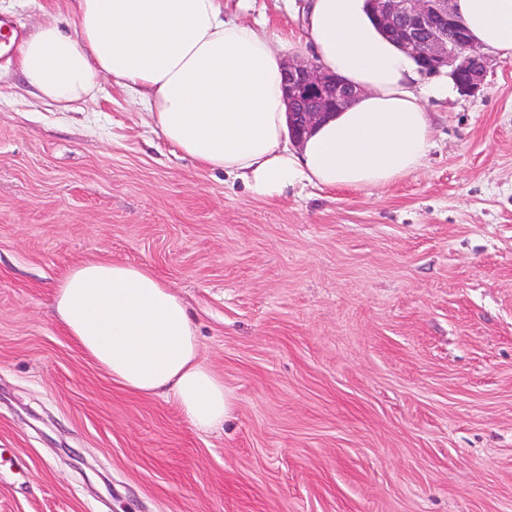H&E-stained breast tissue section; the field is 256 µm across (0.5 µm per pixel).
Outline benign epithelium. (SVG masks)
Segmentation results:
<instances>
[{
  "instance_id": "obj_1",
  "label": "benign epithelium",
  "mask_w": 512,
  "mask_h": 512,
  "mask_svg": "<svg viewBox=\"0 0 512 512\" xmlns=\"http://www.w3.org/2000/svg\"><path fill=\"white\" fill-rule=\"evenodd\" d=\"M451 3L452 0H370L388 38L413 54L428 74L450 68L449 75L459 93L473 96L485 84L489 58L472 43ZM283 85L295 142L361 93L356 86L325 72L314 60H289L283 70Z\"/></svg>"
}]
</instances>
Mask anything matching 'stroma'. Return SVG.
Here are the masks:
<instances>
[{
  "instance_id": "stroma-1",
  "label": "stroma",
  "mask_w": 512,
  "mask_h": 512,
  "mask_svg": "<svg viewBox=\"0 0 512 512\" xmlns=\"http://www.w3.org/2000/svg\"><path fill=\"white\" fill-rule=\"evenodd\" d=\"M231 13L313 59L284 0ZM19 34L74 0H0ZM423 167L280 199L202 169L110 80L75 112L0 59V512H512V59L428 103ZM150 266L230 410L114 384L50 307Z\"/></svg>"
}]
</instances>
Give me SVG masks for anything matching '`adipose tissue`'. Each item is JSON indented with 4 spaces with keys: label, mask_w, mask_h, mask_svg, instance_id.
<instances>
[{
    "label": "adipose tissue",
    "mask_w": 512,
    "mask_h": 512,
    "mask_svg": "<svg viewBox=\"0 0 512 512\" xmlns=\"http://www.w3.org/2000/svg\"><path fill=\"white\" fill-rule=\"evenodd\" d=\"M73 31L44 22L17 48L26 84L59 111L76 110L111 79L153 117L163 138L205 169L275 198L308 185L375 188L416 171L432 138L428 98L409 54L373 21L366 0H309L306 35L318 64L361 96L291 149L281 39L227 17L224 0H76ZM482 50L512 58V0H453ZM68 336L113 382L166 395L200 432L223 424V382L199 358L187 308L149 266L86 261L52 293Z\"/></svg>",
    "instance_id": "adipose-tissue-1"
}]
</instances>
